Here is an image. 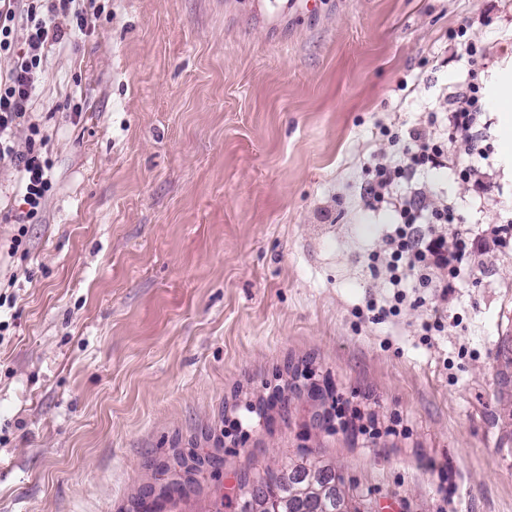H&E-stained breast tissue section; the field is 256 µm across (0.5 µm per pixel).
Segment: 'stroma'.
<instances>
[{
	"mask_svg": "<svg viewBox=\"0 0 512 512\" xmlns=\"http://www.w3.org/2000/svg\"><path fill=\"white\" fill-rule=\"evenodd\" d=\"M93 7L34 104L53 187L25 229L0 171V512H125L192 448L224 464L171 512L301 454L371 512H512V246L477 255L431 344L423 309L353 315L396 219L360 199L392 152L379 123L452 109L472 68L512 83V0ZM484 117L482 167L510 186L502 113ZM468 162L418 180L469 225L512 220V196L456 178Z\"/></svg>",
	"mask_w": 512,
	"mask_h": 512,
	"instance_id": "stroma-1",
	"label": "stroma"
}]
</instances>
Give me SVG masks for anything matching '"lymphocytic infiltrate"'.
I'll list each match as a JSON object with an SVG mask.
<instances>
[{"label": "lymphocytic infiltrate", "instance_id": "lymphocytic-infiltrate-1", "mask_svg": "<svg viewBox=\"0 0 512 512\" xmlns=\"http://www.w3.org/2000/svg\"><path fill=\"white\" fill-rule=\"evenodd\" d=\"M88 25V13L77 8L76 0H0V57L9 61L0 73V169L17 172L15 190L23 202L11 212L10 223H29L52 188L51 164L42 157L51 137L32 119L48 52ZM484 96L483 83L474 77L457 92L456 106L445 121L433 116L406 130L394 122L380 125L398 156L369 168L364 202L372 210L391 206L398 220L384 229L382 245L369 255L366 267L371 277H384L392 293L381 301L369 300L356 317L367 314L381 323L403 309L426 306L430 314L420 332L424 341H431L448 327L449 298L457 280L472 275L473 256L512 239L511 224H487L478 231L466 227L453 205L432 203L412 183L418 170L446 166L453 147L474 152ZM22 130L27 146L21 152L15 141ZM403 181L411 185L408 195L395 196L394 186Z\"/></svg>", "mask_w": 512, "mask_h": 512}]
</instances>
